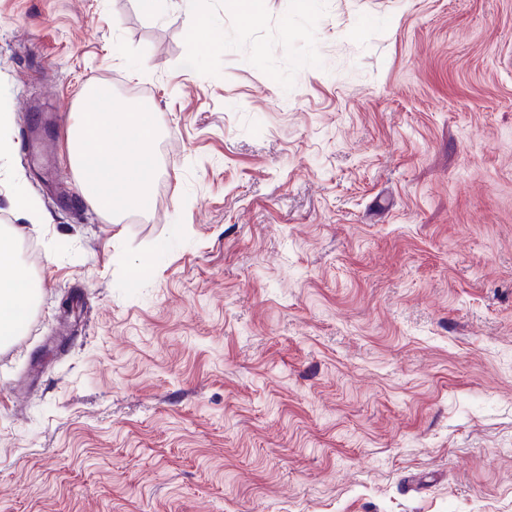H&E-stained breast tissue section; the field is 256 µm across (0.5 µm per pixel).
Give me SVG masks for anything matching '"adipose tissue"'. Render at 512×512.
Masks as SVG:
<instances>
[{
    "instance_id": "1",
    "label": "adipose tissue",
    "mask_w": 512,
    "mask_h": 512,
    "mask_svg": "<svg viewBox=\"0 0 512 512\" xmlns=\"http://www.w3.org/2000/svg\"><path fill=\"white\" fill-rule=\"evenodd\" d=\"M120 119H113V110ZM156 138L152 112L139 104L117 108L110 87H91L82 112L67 130L74 174L82 192L107 215L147 210ZM16 231L0 232V339L17 335L39 288L17 258Z\"/></svg>"
}]
</instances>
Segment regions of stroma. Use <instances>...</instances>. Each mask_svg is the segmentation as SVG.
Here are the masks:
<instances>
[{"instance_id":"obj_1","label":"stroma","mask_w":512,"mask_h":512,"mask_svg":"<svg viewBox=\"0 0 512 512\" xmlns=\"http://www.w3.org/2000/svg\"><path fill=\"white\" fill-rule=\"evenodd\" d=\"M102 84L157 124L115 221L60 109ZM0 91V512H512V0H0ZM17 230L0 232V339L17 336L28 319L39 283L17 258Z\"/></svg>"}]
</instances>
